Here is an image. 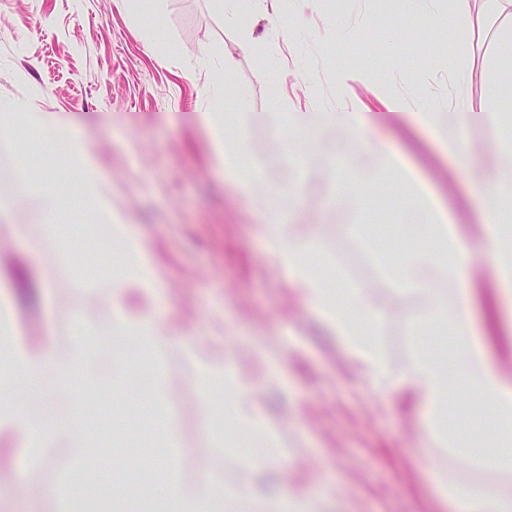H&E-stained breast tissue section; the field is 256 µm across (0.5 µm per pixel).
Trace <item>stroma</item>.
Wrapping results in <instances>:
<instances>
[{"mask_svg": "<svg viewBox=\"0 0 512 512\" xmlns=\"http://www.w3.org/2000/svg\"><path fill=\"white\" fill-rule=\"evenodd\" d=\"M430 9L440 16L434 28L423 21ZM367 18L375 35L357 37ZM458 26L445 0H269L244 29L210 0H0V113L20 105L85 139L113 209L128 217L155 259L160 296L140 308L162 314L170 332L159 358L145 357L140 366L113 350L112 310L90 276L120 257L119 245L102 239L62 253L50 226L91 224V208L44 211L37 194L19 190L18 173L70 179L66 155L30 152L23 141L0 137V203L26 227L25 236H0V299L13 320L0 330V361L18 336L61 349L80 337L93 356L125 366L71 396L86 414L97 401L110 403L89 438L97 456L78 460L63 448H45L20 492L13 483L23 443L0 430V512H60L76 487L89 484L99 491L84 497V512H122L131 500L152 512L153 493L164 482L191 485L205 475L223 482L224 512H264L285 490L313 496L315 512H446L439 486L480 495L512 489V471L471 464L439 447L412 391L402 383L375 388L358 358L325 332L255 233L261 216L223 175L209 124L218 116L230 135L239 109L255 111L246 149L266 174L263 201L289 219L291 233L317 232L326 277L342 273L375 296V342L388 365L405 373L414 348L427 341V309L420 294L382 276L372 252L379 237L395 238L406 223L381 201L382 190L400 192L403 184L390 172L360 198L333 197L341 175L330 157L312 141L296 143L284 157L292 131L272 129L261 113L275 106L364 112L374 139L413 168L479 243L483 192L494 169L459 166L409 118L430 96L442 105L484 106L483 69L497 46L491 29L475 34L465 86L449 84L440 62ZM346 66L381 77L399 111L345 79ZM288 184L300 188L302 202L285 192ZM45 269L54 278L46 290ZM19 272L31 300L17 293ZM464 286L491 362L512 384V299L500 293L491 262L480 258ZM189 343L234 360L252 377L289 450L285 463L266 467L273 453L266 438L241 435L232 425L215 438L208 420L218 405L193 381L183 351ZM268 359L282 365L285 383L265 382ZM157 364L171 380L162 408L152 391L127 389L129 378ZM448 411L457 428L495 444L494 423L474 421L465 392L450 393Z\"/></svg>", "mask_w": 512, "mask_h": 512, "instance_id": "stroma-1", "label": "stroma"}]
</instances>
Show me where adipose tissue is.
Masks as SVG:
<instances>
[{
    "mask_svg": "<svg viewBox=\"0 0 512 512\" xmlns=\"http://www.w3.org/2000/svg\"><path fill=\"white\" fill-rule=\"evenodd\" d=\"M487 113L491 117L490 132L498 145L495 157L499 173L488 189L479 247L494 254V273L500 290L512 296V123L496 119L493 107L488 108ZM248 121V114H240V131L234 137L216 139L225 171L235 175L246 187L265 180L261 171L248 165L243 131ZM296 126L310 141L329 136L333 131L357 136L356 151L345 157L351 173L344 185L348 194H356L365 186L377 183L386 172H403L410 188L399 195L398 205L404 213L421 215L426 225L414 245L388 274L401 289L417 291L424 297L429 324L448 334L451 340L450 348L445 350L418 348L405 378L421 400L424 421L441 447L463 460L511 471L512 387L496 372L478 338L468 289H460L456 299L451 300L436 286L440 277L464 280L474 247L462 236L457 221L447 209L412 172L405 170L402 160L365 135L363 113H306ZM0 132L37 138L45 146L72 158L83 198L96 204L99 223L109 227L111 235L121 241L124 249V265L113 269L104 283L112 302V318L123 340L142 351L158 349L166 339L165 322L151 313L132 314L127 305V296L132 291L151 298L159 295L160 282L151 252L105 199L99 172L86 142L69 128L35 112L26 113L21 122L17 121L15 113H0ZM255 231L289 281L302 290L318 320L362 361L371 380L382 387L396 381V374L369 337L371 299L354 286L344 288L340 298L330 295L319 272L316 237L291 235L273 211L266 213ZM186 354L196 367L198 386L208 390L221 385L225 395L232 399L231 413L238 431L256 430L276 438L274 423L253 402L251 389L235 362L209 357L195 346L187 347ZM101 374L100 365L80 348L63 351L50 343L35 346L21 340L14 342L6 367L0 369V428L23 438L26 461H33L40 449L51 442L68 448L73 457L83 458L87 452V432L72 421L33 420L27 408L28 395L14 390V379L23 377L35 384L51 377L69 388L78 382L98 381ZM455 386L473 394L478 413L503 421L505 449L489 455L478 454L464 438L447 428L445 406ZM440 495L449 502L450 512H512L511 489L491 495L465 496L444 487ZM223 504L224 486L212 478H203L191 488L171 480L159 493L156 512H223Z\"/></svg>",
    "mask_w": 512,
    "mask_h": 512,
    "instance_id": "1",
    "label": "adipose tissue"
}]
</instances>
